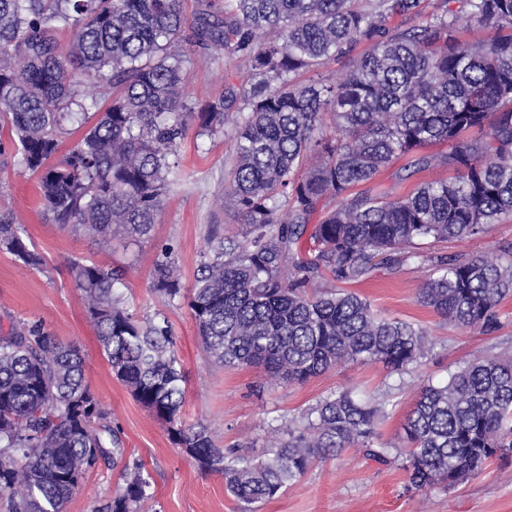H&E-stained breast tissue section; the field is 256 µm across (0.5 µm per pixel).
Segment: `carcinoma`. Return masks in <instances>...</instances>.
<instances>
[{
	"label": "carcinoma",
	"mask_w": 512,
	"mask_h": 512,
	"mask_svg": "<svg viewBox=\"0 0 512 512\" xmlns=\"http://www.w3.org/2000/svg\"><path fill=\"white\" fill-rule=\"evenodd\" d=\"M427 8V0H224L215 9L194 0L188 13L184 0H0V161L38 176L40 211L61 229L110 251L157 223L184 177L171 157L188 131L213 136L232 125L222 203L241 223L230 236L209 226L187 287L170 249L161 250L152 290L187 300L216 362L261 367L270 384H303L346 363L381 364L401 378L434 349L428 330L376 313L352 287L380 268L419 262L429 267L421 302L483 334L499 329V306L512 296V243L468 256L424 251L481 237L512 216V0ZM463 21L493 38L461 40ZM186 44L202 57L237 58L247 81L190 104ZM360 45L347 69L328 71ZM74 133L76 144L59 154ZM433 145L448 151H427ZM402 159L400 180L415 179L407 191L366 188ZM445 167L454 175L434 176ZM327 198L342 202L325 212ZM0 251L45 266L6 212ZM69 273L113 375L200 469L224 478L243 512L347 448L378 463L402 460L414 491L454 488L512 461L511 354L475 356L422 387L401 448L377 433L395 404L348 390L305 409L299 428L270 425L282 439L259 458L219 448L205 424L182 419L186 376L168 320L131 310L110 268L75 260ZM84 372L80 348L39 321H12L0 333L3 512H64L89 470L124 457ZM143 470L126 462L122 491L96 512H140L150 498Z\"/></svg>",
	"instance_id": "1"
}]
</instances>
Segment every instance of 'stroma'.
I'll return each mask as SVG.
<instances>
[{
	"mask_svg": "<svg viewBox=\"0 0 512 512\" xmlns=\"http://www.w3.org/2000/svg\"><path fill=\"white\" fill-rule=\"evenodd\" d=\"M190 102L204 104L222 91L225 81L242 83L246 70L229 57H193L186 70ZM230 135L212 137L188 132L179 152L188 176L171 187L157 224L138 240L114 241L111 251L98 250L88 240L60 229L38 210L35 178L13 166L0 168V209L28 230L46 258L38 272L0 252V325L8 320H39L54 336L77 345L85 357V381L110 412V425L125 448L145 464L152 499L142 512H241L224 490V480L201 471L171 440L167 426L138 404L113 377L103 357L84 300L69 275V262L90 260L124 272L123 292L138 316L162 314L169 320L186 376L184 421L206 424L216 445L250 447L261 453L268 426L275 419H292L321 397L341 390L387 395L398 407L379 427L383 441L400 444L402 425L411 410L416 390L446 382L449 374L479 353L512 346V298L500 306L498 332L484 335L463 332L442 324L417 298L428 277L416 263L390 271L380 269L374 280L357 291L375 312L421 323L435 342L431 356L411 375L388 374L379 364H345L299 385H265L262 369H227L214 363L196 333L185 300L168 301L150 287V267L161 247L168 246L181 269L184 284H191L206 232L214 219L234 227L221 205L224 163L231 154ZM512 242V221L491 225L480 239L434 244L433 252L482 254ZM124 484L120 467L97 464L90 470L65 512H93ZM258 512H512V462H496L478 479L450 490L433 488L419 493L406 489V474L398 463L365 460L356 448L315 463L308 474L286 492L260 504Z\"/></svg>",
	"mask_w": 512,
	"mask_h": 512,
	"instance_id": "stroma-1",
	"label": "stroma"
}]
</instances>
